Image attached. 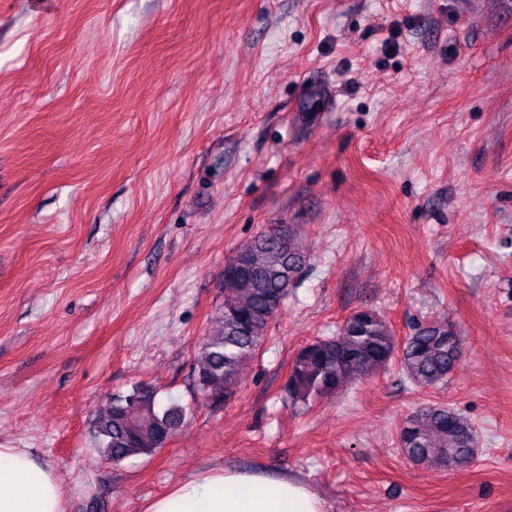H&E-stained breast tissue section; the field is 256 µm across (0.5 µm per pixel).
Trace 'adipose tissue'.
Masks as SVG:
<instances>
[{
    "instance_id": "obj_1",
    "label": "adipose tissue",
    "mask_w": 512,
    "mask_h": 512,
    "mask_svg": "<svg viewBox=\"0 0 512 512\" xmlns=\"http://www.w3.org/2000/svg\"><path fill=\"white\" fill-rule=\"evenodd\" d=\"M0 512H63L54 472L23 450L0 448ZM148 512H323V503L299 479L223 469L175 485Z\"/></svg>"
}]
</instances>
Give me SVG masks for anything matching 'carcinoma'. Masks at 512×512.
<instances>
[{
  "instance_id": "obj_1",
  "label": "carcinoma",
  "mask_w": 512,
  "mask_h": 512,
  "mask_svg": "<svg viewBox=\"0 0 512 512\" xmlns=\"http://www.w3.org/2000/svg\"><path fill=\"white\" fill-rule=\"evenodd\" d=\"M243 268L224 275V306L201 343L195 381L207 398L230 396L244 366L264 341L309 260L286 227H272L238 249ZM416 386L448 380L459 365L461 341L450 323L422 326L400 344L389 322L372 310L350 314L336 335L317 339L297 351L285 384L293 405L336 393L346 382L379 373L393 356ZM185 408L161 407L157 391L137 385L96 415L94 429L105 460L120 462L149 456L166 446L183 426ZM402 453L419 464L447 469L468 466L477 452L473 424L446 405H430L409 415L398 433Z\"/></svg>"
}]
</instances>
